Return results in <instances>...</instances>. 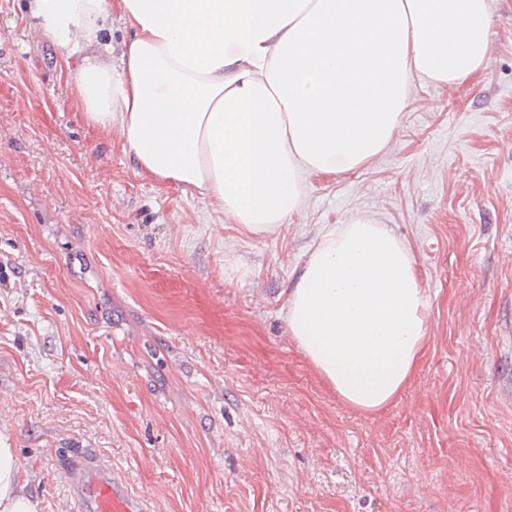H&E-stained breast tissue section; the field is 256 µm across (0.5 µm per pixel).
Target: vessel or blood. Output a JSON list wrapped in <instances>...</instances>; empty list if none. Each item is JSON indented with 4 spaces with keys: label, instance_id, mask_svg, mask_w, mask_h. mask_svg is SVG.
<instances>
[{
    "label": "vessel or blood",
    "instance_id": "b4317fda",
    "mask_svg": "<svg viewBox=\"0 0 512 512\" xmlns=\"http://www.w3.org/2000/svg\"><path fill=\"white\" fill-rule=\"evenodd\" d=\"M70 495L77 512H145L143 499L126 478L92 448H73L64 455Z\"/></svg>",
    "mask_w": 512,
    "mask_h": 512
}]
</instances>
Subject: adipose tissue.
Returning <instances> with one entry per match:
<instances>
[{"instance_id":"adipose-tissue-1","label":"adipose tissue","mask_w":512,"mask_h":512,"mask_svg":"<svg viewBox=\"0 0 512 512\" xmlns=\"http://www.w3.org/2000/svg\"><path fill=\"white\" fill-rule=\"evenodd\" d=\"M81 58L88 124L119 129L140 168L266 229L305 181L382 153L419 82L488 61L493 0H26ZM132 30L120 65L105 34ZM429 297L408 247L368 216L327 228L289 291L288 334L348 406L374 412L413 376ZM0 512H36L0 447Z\"/></svg>"}]
</instances>
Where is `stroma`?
I'll list each match as a JSON object with an SVG mask.
<instances>
[{"label": "stroma", "instance_id": "stroma-1", "mask_svg": "<svg viewBox=\"0 0 512 512\" xmlns=\"http://www.w3.org/2000/svg\"><path fill=\"white\" fill-rule=\"evenodd\" d=\"M486 67L418 83L385 151L257 230L88 125L79 57L0 0V444L37 512L93 448L148 512H512V0ZM368 215L430 294L405 389L346 405L283 308L325 225Z\"/></svg>", "mask_w": 512, "mask_h": 512}]
</instances>
